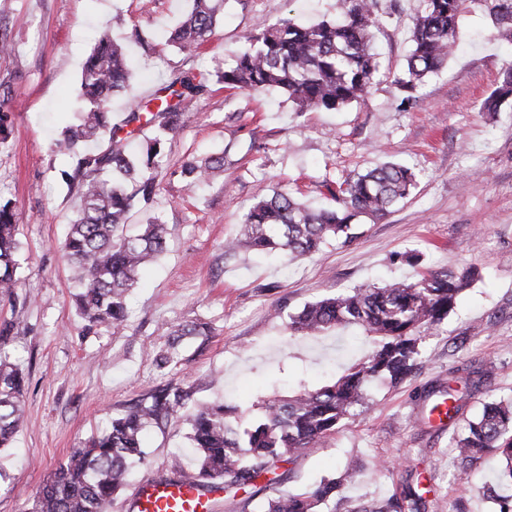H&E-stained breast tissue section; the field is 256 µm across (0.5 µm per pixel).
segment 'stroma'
<instances>
[{"label":"stroma","instance_id":"35a3bbf8","mask_svg":"<svg viewBox=\"0 0 512 512\" xmlns=\"http://www.w3.org/2000/svg\"><path fill=\"white\" fill-rule=\"evenodd\" d=\"M190 0H0V26L11 43L0 52V83L11 117L0 144V200L20 216L17 303L0 302L13 326L8 351L29 379L23 422L0 450V512H28L49 475L101 431L108 419L166 387L188 390L183 410L150 428L147 459L135 468L109 512H129L136 493L170 475L188 455L186 418L196 404L227 400L243 420L258 400L318 385L348 359L346 336L370 349L362 329L317 336L291 333L290 315L323 297L367 284L413 282L429 271L474 267L479 275L447 319L422 341V358L401 385L383 378L367 388L370 410L356 411L320 447L275 468L277 487L257 484L252 497L209 496L208 512H263L275 491L299 492L356 461V481L336 512L402 492L409 475L432 484L425 512H493L498 458L461 465L447 429L432 426L428 392L470 367L475 387L463 394L458 423L491 399L512 398V104L481 111L504 69L512 42L493 28L479 0H466L459 49L428 77L418 106L398 107L392 83L411 49L419 0L374 32L381 67L366 103L335 111H297L286 93L246 92L210 83L163 146L153 209L169 229L163 254L147 262L128 296L122 328L95 325L76 306L77 288L59 248L78 204L68 176L74 157L58 152L61 130L81 107L82 65L97 28L125 46L132 75L112 98L121 123L159 85L187 72L232 64L253 33L283 19L313 23L339 17L337 0H224V17L200 48L169 43ZM224 158L222 173L195 185L184 163ZM385 161L415 171L418 184L383 220L365 222L351 244L287 260L226 251L242 213L273 190L310 207L331 205L327 183ZM205 322L206 336L178 345L180 362L157 366L173 326Z\"/></svg>","mask_w":512,"mask_h":512}]
</instances>
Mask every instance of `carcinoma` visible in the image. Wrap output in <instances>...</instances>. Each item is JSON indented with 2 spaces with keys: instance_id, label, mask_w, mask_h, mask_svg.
Wrapping results in <instances>:
<instances>
[{
  "instance_id": "1",
  "label": "carcinoma",
  "mask_w": 512,
  "mask_h": 512,
  "mask_svg": "<svg viewBox=\"0 0 512 512\" xmlns=\"http://www.w3.org/2000/svg\"><path fill=\"white\" fill-rule=\"evenodd\" d=\"M394 0H339L341 18L313 24L291 19L263 27L248 38L234 63L217 73V82L249 92L284 90L298 110H336L367 100L380 71L372 49L373 31ZM495 28L512 39V0H481ZM464 0H424L418 12L412 47L403 71L393 80L400 106L420 100L426 77L438 73L456 45L458 20ZM224 0H192L190 11L171 34L181 48L204 45L214 28ZM130 78L123 47L103 30L87 56L81 78L84 103L77 121L66 127L59 148L76 158L78 215L60 248L72 264L80 292L79 313L92 324L119 328L126 319V296L142 265L162 253L167 225L154 216L133 234L129 218L157 192L165 138L178 130L206 90L209 77L185 74L160 88L145 107L128 113L125 135L112 125L109 102ZM512 100V67L482 103V111L498 112ZM110 134L104 150L88 151V143ZM142 137L143 148L133 154L128 140ZM224 157L211 156L200 164L187 163L183 173L194 182L213 177ZM417 183L415 172L399 163L384 162L362 173L350 174L327 185L334 206L312 210L288 193L275 191L253 204L243 215L244 233L227 244L230 251L252 250L282 257H310L331 244H350L358 238L362 218L379 221L406 199ZM19 214L10 202H0V298L12 300L18 287L17 238ZM473 273L427 272L412 283L368 285L306 304L290 317L289 329L298 334L359 326L373 335L374 348L364 360L314 388L300 386L285 398L261 402L262 415L244 424L238 409L224 402L201 403L188 419V439L194 448L192 473L173 468L172 484H189L197 491L244 489L290 462L304 448H316L354 412L369 406L368 383L384 377L397 384L410 374L421 355L422 333L448 318ZM206 323L179 325L172 341L157 357L164 368L177 359V344L185 336H206ZM9 328L0 326V448H8L23 413L26 376L5 349ZM439 402L430 413L453 421L462 409L459 390L436 389ZM181 391L152 396L148 404L130 408L85 445L75 448L41 487L32 512H108L116 493L126 485L129 471L146 459L143 437L147 429L183 408ZM457 457L466 465L488 454L505 460L499 475L512 487V398L484 404L480 416L469 422L456 440ZM354 477L352 464L322 478L303 493L281 492L268 500L266 512H319L321 505ZM432 488L409 484L401 496L359 505L348 512H424L425 495Z\"/></svg>"
}]
</instances>
